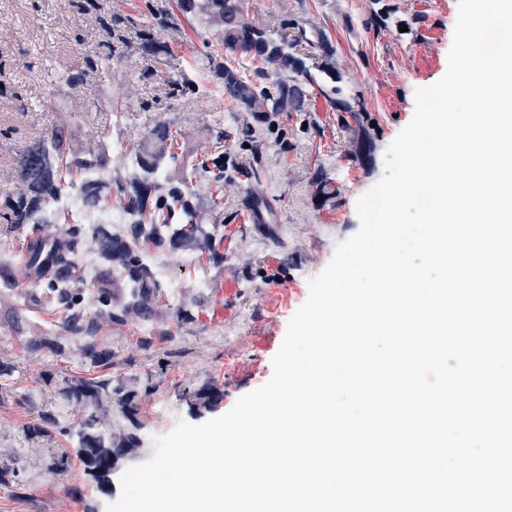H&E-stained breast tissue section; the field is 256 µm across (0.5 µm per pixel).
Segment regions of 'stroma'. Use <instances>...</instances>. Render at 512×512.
Segmentation results:
<instances>
[{
	"label": "stroma",
	"instance_id": "1",
	"mask_svg": "<svg viewBox=\"0 0 512 512\" xmlns=\"http://www.w3.org/2000/svg\"><path fill=\"white\" fill-rule=\"evenodd\" d=\"M78 0H0V201L13 190L16 156L57 127L74 140L104 136L113 170L139 154L161 123L181 134L186 148H202L215 123L229 133L226 164L258 168L260 179L224 183V216L211 210L206 174L194 183L199 223L220 243L222 264L200 252L146 247L144 258L163 284L147 317L104 320L98 333L110 352L106 373L131 399L132 416L113 401L102 414L113 438L137 420L143 442L120 458V480L149 459L152 436L178 421L199 424L227 412L243 394L266 383L293 314L309 296V281L330 262L338 242L359 228L357 201L383 175L384 156L415 112V93L447 70L458 0H246L250 21L268 37L295 26L322 30L329 58L307 44L292 47L308 65L327 62L314 85L302 84V108L285 112L277 131L256 113L212 90L167 96L168 77L212 83L209 45L223 27L213 19L179 18L157 29L155 18L177 0H99L104 16L129 28L121 61L89 79L64 83L89 55H108L112 39ZM339 86L360 101V120L343 117L323 94ZM270 213V226L250 223L251 204ZM64 219L21 229L9 246L12 287L0 285V512H106L101 492L80 461L50 470L52 456L69 442L44 432L46 421L78 424L83 410L60 390L71 379L98 376L62 333L70 310L38 303L40 290L21 254L31 235L57 238L68 225L104 227L129 236L120 208L91 206L81 185L63 199ZM62 336L64 353L26 349L30 337Z\"/></svg>",
	"mask_w": 512,
	"mask_h": 512
}]
</instances>
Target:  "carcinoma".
I'll use <instances>...</instances> for the list:
<instances>
[{
	"mask_svg": "<svg viewBox=\"0 0 512 512\" xmlns=\"http://www.w3.org/2000/svg\"><path fill=\"white\" fill-rule=\"evenodd\" d=\"M245 0H182V7L197 11L203 16L224 18V54L215 58L216 86L237 103L256 107L261 112L276 117L298 107L301 89L296 82H316L311 68L304 60L289 53L288 38L279 41L268 38L265 32L249 22L244 13ZM297 40H305L327 54V39L323 33L298 29ZM254 66L259 75L256 84H245L238 76L243 62ZM112 64V55L84 58L83 68L71 72L65 82L77 83L97 72L99 68ZM291 81L293 85L286 86ZM170 95L188 96L200 91V86L190 78L169 82ZM325 97L335 106L336 111L346 112L353 119L360 116V104L341 97L342 91L332 87L323 91ZM157 145L139 155L135 162L124 168L114 179L117 198L132 224L135 243L130 244L120 236L99 228L95 232L96 253L103 265L117 266L119 288L127 289L125 310L145 314L159 294L161 284L151 267L144 262L137 240L162 248L166 242L175 247L196 249L208 255V259L219 262L224 255L219 246L212 243V237L203 233L196 221L195 193L192 177L198 169L203 170L210 185L215 189L214 204L223 199L224 181L235 173L244 180H259L254 169L229 168L224 164V131L218 130L212 137L209 154L189 166L180 165L178 174L163 177L159 169L164 161L178 162L183 157L177 136L162 124L156 131ZM109 148L101 140L71 146L60 129L50 132L24 151L16 161V185L12 193L0 206V223L9 233L42 217H50L78 178L84 179V189L90 202L101 209L112 208V194H101L95 181L87 175L96 170L109 169ZM182 222L170 230L175 216ZM85 237L81 224L67 227L64 237L56 240L54 248L45 249L39 239L32 240L25 247L28 266L38 274L43 288L41 302L50 305L58 299L68 302L70 308L79 305L81 291L76 286L74 271L79 265V248ZM112 318V297L102 294L101 307L87 318L82 312H75L62 322V328L81 335L79 350L90 365L105 369L110 366V353L99 347L97 340L98 320ZM121 391L112 387V377H93L66 384L62 394L68 401L82 406L84 414L77 427L61 429L62 435L72 441L76 457L85 470L105 487L109 484L113 460L126 448L141 444L139 426L132 424L116 444L112 434L102 428L100 411L102 398L112 397Z\"/></svg>",
	"mask_w": 512,
	"mask_h": 512,
	"instance_id": "obj_1",
	"label": "carcinoma"
}]
</instances>
